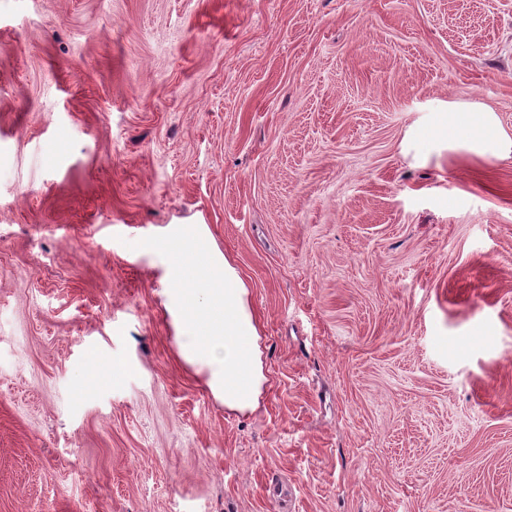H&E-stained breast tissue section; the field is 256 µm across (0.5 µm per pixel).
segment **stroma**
Instances as JSON below:
<instances>
[{
  "label": "stroma",
  "instance_id": "stroma-1",
  "mask_svg": "<svg viewBox=\"0 0 512 512\" xmlns=\"http://www.w3.org/2000/svg\"><path fill=\"white\" fill-rule=\"evenodd\" d=\"M509 142L512 0H0V512H512ZM171 224L253 412L177 354ZM449 114L455 120L457 134L468 138L471 143L482 144L496 135V118L494 113L486 108L467 109L458 103H449ZM164 238L174 287L167 288V309L178 330L179 357L204 377L224 409L254 411L267 376L248 288L202 224L175 225Z\"/></svg>",
  "mask_w": 512,
  "mask_h": 512
}]
</instances>
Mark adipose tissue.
<instances>
[{"mask_svg":"<svg viewBox=\"0 0 512 512\" xmlns=\"http://www.w3.org/2000/svg\"><path fill=\"white\" fill-rule=\"evenodd\" d=\"M458 135L480 144L495 134L486 108L450 106ZM167 309L178 331L181 360L202 375L226 410L257 409L267 383L259 323L236 268L210 242L202 225L178 224L165 236Z\"/></svg>","mask_w":512,"mask_h":512,"instance_id":"ef3b65f1","label":"adipose tissue"}]
</instances>
